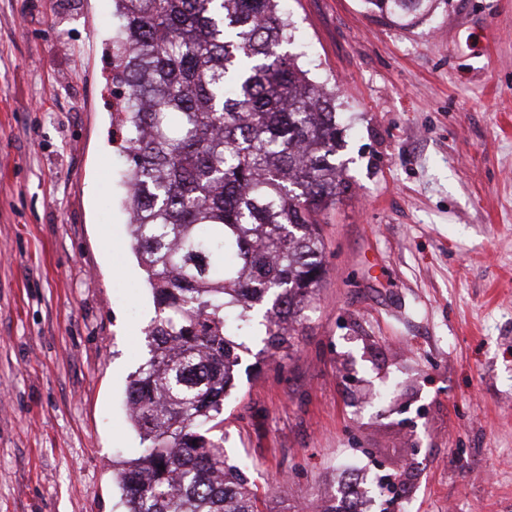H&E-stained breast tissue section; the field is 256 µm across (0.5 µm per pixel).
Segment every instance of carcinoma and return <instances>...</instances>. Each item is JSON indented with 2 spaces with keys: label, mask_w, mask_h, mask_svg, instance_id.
I'll list each match as a JSON object with an SVG mask.
<instances>
[{
  "label": "carcinoma",
  "mask_w": 512,
  "mask_h": 512,
  "mask_svg": "<svg viewBox=\"0 0 512 512\" xmlns=\"http://www.w3.org/2000/svg\"><path fill=\"white\" fill-rule=\"evenodd\" d=\"M112 94L131 249L155 317L126 408L122 512H265L224 453V398L255 319L265 352L324 275L321 216L348 189L336 93L283 50L282 0H113ZM408 28L440 0H363Z\"/></svg>",
  "instance_id": "1"
}]
</instances>
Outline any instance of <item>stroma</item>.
Instances as JSON below:
<instances>
[{"label": "stroma", "mask_w": 512, "mask_h": 512, "mask_svg": "<svg viewBox=\"0 0 512 512\" xmlns=\"http://www.w3.org/2000/svg\"><path fill=\"white\" fill-rule=\"evenodd\" d=\"M290 52L335 85L348 190L291 350L258 329L224 450L266 506L512 512V0L392 26L284 0ZM112 0H0V512H120L128 375L154 316L112 139ZM367 476L359 470H347L342 483V496L349 511L372 512L375 508L374 498L367 488Z\"/></svg>", "instance_id": "obj_1"}]
</instances>
